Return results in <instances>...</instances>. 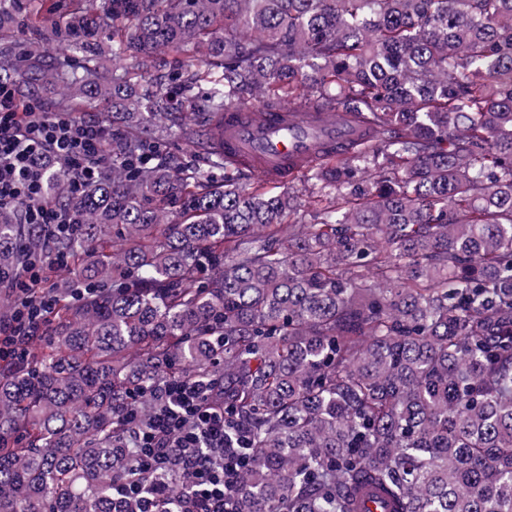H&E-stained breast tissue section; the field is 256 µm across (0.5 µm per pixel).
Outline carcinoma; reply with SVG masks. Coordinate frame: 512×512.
I'll list each match as a JSON object with an SVG mask.
<instances>
[{
    "label": "carcinoma",
    "mask_w": 512,
    "mask_h": 512,
    "mask_svg": "<svg viewBox=\"0 0 512 512\" xmlns=\"http://www.w3.org/2000/svg\"><path fill=\"white\" fill-rule=\"evenodd\" d=\"M47 2L20 75L112 107V166L59 243L92 292L53 282L50 350L0 366V512H175L112 488L150 483L122 414L178 378L249 430L234 512H512V0ZM253 96L370 138L274 192L210 143ZM23 247L1 211L0 267Z\"/></svg>",
    "instance_id": "cac0c4a2"
}]
</instances>
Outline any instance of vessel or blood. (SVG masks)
I'll return each instance as SVG.
<instances>
[{"label":"vessel or blood","mask_w":512,"mask_h":512,"mask_svg":"<svg viewBox=\"0 0 512 512\" xmlns=\"http://www.w3.org/2000/svg\"><path fill=\"white\" fill-rule=\"evenodd\" d=\"M349 118L336 112H295L243 104L224 115V153L246 160L267 180L285 184L322 160L323 148L359 141Z\"/></svg>","instance_id":"b4317fda"}]
</instances>
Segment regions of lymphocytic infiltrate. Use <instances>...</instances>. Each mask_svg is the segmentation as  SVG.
I'll return each mask as SVG.
<instances>
[{
    "instance_id": "lymphocytic-infiltrate-1",
    "label": "lymphocytic infiltrate",
    "mask_w": 512,
    "mask_h": 512,
    "mask_svg": "<svg viewBox=\"0 0 512 512\" xmlns=\"http://www.w3.org/2000/svg\"><path fill=\"white\" fill-rule=\"evenodd\" d=\"M109 133L100 121L51 112L36 98H20L13 80L0 77V209L14 211L19 223L40 228V252L24 253L19 265L0 270V288L12 301V313L0 319V364L19 365L31 340L44 335L47 315L59 303L50 282L70 269L58 252L60 240L77 228L75 201L97 182L111 159ZM67 177L69 200L47 194L50 168ZM217 381L163 380L147 386L158 406L147 423L135 410L123 413L130 426L128 446L140 467L151 472L152 488L165 492L171 471H182L189 493L179 512H231L232 497L247 465V432L235 445L224 438V408L212 397Z\"/></svg>"
}]
</instances>
